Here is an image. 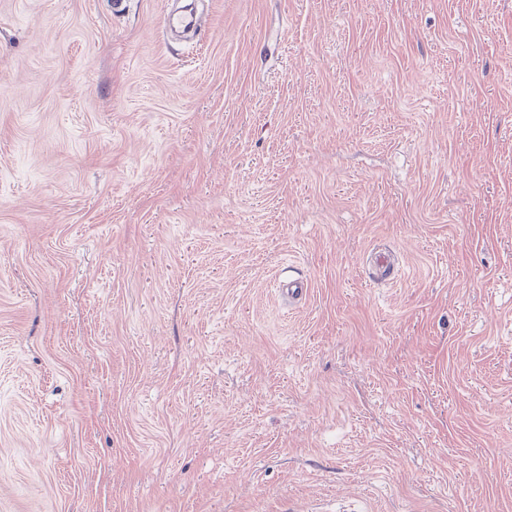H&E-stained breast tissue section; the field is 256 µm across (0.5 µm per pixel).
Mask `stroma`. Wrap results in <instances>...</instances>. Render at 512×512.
Wrapping results in <instances>:
<instances>
[{
    "instance_id": "35a3bbf8",
    "label": "stroma",
    "mask_w": 512,
    "mask_h": 512,
    "mask_svg": "<svg viewBox=\"0 0 512 512\" xmlns=\"http://www.w3.org/2000/svg\"><path fill=\"white\" fill-rule=\"evenodd\" d=\"M110 4L0 0V512H512V0ZM162 27L165 30L192 31L200 27V18H197L193 8H188L180 14L168 13L164 16Z\"/></svg>"
}]
</instances>
